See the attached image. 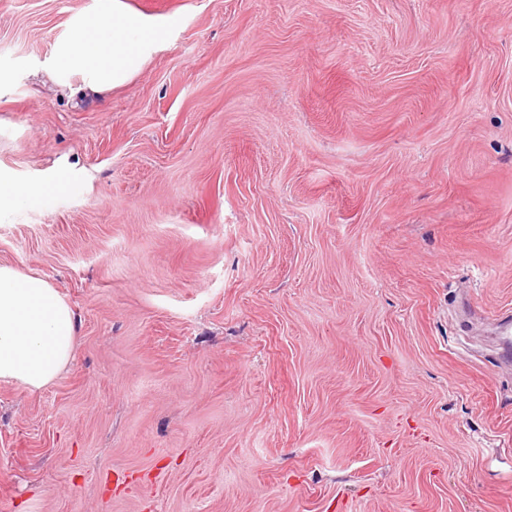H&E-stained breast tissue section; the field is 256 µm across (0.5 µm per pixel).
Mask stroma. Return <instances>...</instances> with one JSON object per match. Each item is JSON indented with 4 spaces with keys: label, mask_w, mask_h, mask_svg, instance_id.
Instances as JSON below:
<instances>
[{
    "label": "stroma",
    "mask_w": 512,
    "mask_h": 512,
    "mask_svg": "<svg viewBox=\"0 0 512 512\" xmlns=\"http://www.w3.org/2000/svg\"><path fill=\"white\" fill-rule=\"evenodd\" d=\"M92 0H0V215L74 357L0 383V512H512V0H125L175 27L57 97ZM59 173L44 181L18 184L0 175V214L32 209L47 204L55 196L69 190L71 178L61 180Z\"/></svg>",
    "instance_id": "obj_1"
}]
</instances>
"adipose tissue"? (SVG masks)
<instances>
[{
	"label": "adipose tissue",
	"mask_w": 512,
	"mask_h": 512,
	"mask_svg": "<svg viewBox=\"0 0 512 512\" xmlns=\"http://www.w3.org/2000/svg\"><path fill=\"white\" fill-rule=\"evenodd\" d=\"M168 35V23L133 12L124 0H93L54 43L49 67L64 96L99 95L126 85ZM69 188L57 175L25 184L0 176V213L43 206ZM76 333L57 288L0 263V382L47 387L72 360Z\"/></svg>",
	"instance_id": "obj_1"
}]
</instances>
